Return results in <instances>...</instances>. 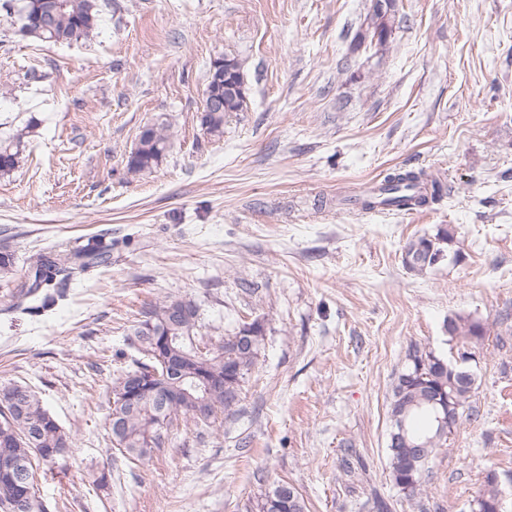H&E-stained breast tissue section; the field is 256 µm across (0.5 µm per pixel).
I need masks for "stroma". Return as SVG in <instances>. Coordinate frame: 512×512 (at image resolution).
Instances as JSON below:
<instances>
[{"mask_svg": "<svg viewBox=\"0 0 512 512\" xmlns=\"http://www.w3.org/2000/svg\"><path fill=\"white\" fill-rule=\"evenodd\" d=\"M97 29L22 37L0 7V384L30 386L73 441L40 494L59 512H249L276 483L307 512H471L496 473L512 512V0H397L381 50H353L370 0H99ZM237 56L247 108L200 124L207 64ZM175 137L150 174L126 169L141 128ZM394 168L448 187L413 212L337 203ZM451 234L426 273L406 245ZM108 251L64 299H8L32 255ZM196 300L201 335L261 321L239 411L197 439L172 431L132 463L108 450L109 391L137 352L145 304ZM487 329L468 363L477 419L406 497L389 469L392 387L419 349L456 359L446 322ZM109 469L107 487L95 480ZM26 128L18 129L8 144L0 143V172L6 173L15 169L18 163L19 147L26 137ZM15 147V152L12 149Z\"/></svg>", "mask_w": 512, "mask_h": 512, "instance_id": "obj_1", "label": "stroma"}]
</instances>
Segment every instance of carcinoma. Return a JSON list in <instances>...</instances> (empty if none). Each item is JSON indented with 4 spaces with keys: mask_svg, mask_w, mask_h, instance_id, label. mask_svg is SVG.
<instances>
[{
    "mask_svg": "<svg viewBox=\"0 0 512 512\" xmlns=\"http://www.w3.org/2000/svg\"><path fill=\"white\" fill-rule=\"evenodd\" d=\"M57 2L64 8L56 17L54 31L44 28V18ZM100 14L98 0H22L18 9L20 30L24 36L41 41L71 42L89 36L97 27ZM395 13L382 15L370 11L366 16L367 28L358 34V44L385 46L392 33ZM201 125L212 136L224 134V120L233 112L244 110L247 99L246 76L243 63L235 59L233 72L216 82L207 76L204 90ZM146 133L139 138L137 149L127 160V172L143 175L152 172L166 157L170 148L172 126L164 118L145 125ZM26 137V129H19L6 145L0 144V172L15 169L19 152L16 148ZM446 191L444 186L423 169H395L383 180L356 195L354 202L363 210L392 209L413 211L440 201ZM451 240V235L441 231L436 240L421 238L412 242L405 253V266L411 272L424 273L433 267L442 253L439 242ZM82 269L104 261L103 254L90 250L82 255L40 254L32 262L26 279L11 293L10 308L25 313H38L55 305L64 293L45 294L38 306H26V299L36 295L44 285L59 275L68 279L73 273L75 260ZM188 310L191 319L180 320L176 314ZM142 320L133 331L131 343L140 354L131 366L123 370L112 383L114 400L106 419L110 441L127 459L147 460L161 451L169 432L181 423H193L201 437L212 427L220 412L231 416L240 399H224V388L212 386L207 378L224 373V357L231 353L236 334H230L212 343V351L200 355L196 351V330L199 323V306L184 296H174L157 303L147 304L141 311ZM449 342L467 350L483 341L485 328L475 319L463 315L448 318ZM171 351L180 360L181 376L177 383L183 391L179 403L167 405L160 399V392L172 385L160 357ZM258 351L236 356L240 368V382H246L258 360ZM409 364L393 386L390 401L391 435L404 441L398 447H388L389 468L394 483L412 497L421 486L422 472L434 450L448 439L439 429L431 406L425 401L426 392L435 390L449 399L457 410H468L467 417L476 410L465 408L473 393V374L461 378L451 368L437 367V362L448 360L431 351L414 350L408 354ZM131 373L140 375L142 392H127L126 378ZM47 448H62L64 454L48 457ZM72 452L71 442L55 418L46 410L37 394L28 386L7 384L0 386V456L9 454L20 462L26 482L0 473V512H50V504L37 495V466L35 462L55 465ZM282 487L293 491L288 512H306V504L296 488L287 483H277L266 491L255 505L261 512L269 494ZM502 490L497 476L486 475L474 500L472 512H502Z\"/></svg>",
    "mask_w": 512,
    "mask_h": 512,
    "instance_id": "carcinoma-1",
    "label": "carcinoma"
}]
</instances>
